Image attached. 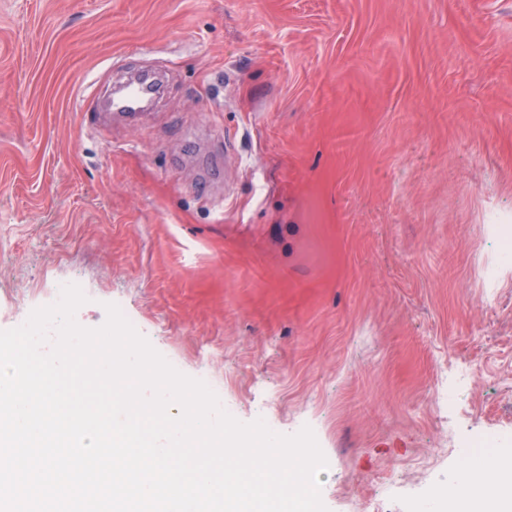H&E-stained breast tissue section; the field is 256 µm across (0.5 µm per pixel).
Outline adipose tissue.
Here are the masks:
<instances>
[{"mask_svg":"<svg viewBox=\"0 0 512 512\" xmlns=\"http://www.w3.org/2000/svg\"><path fill=\"white\" fill-rule=\"evenodd\" d=\"M443 497L451 512H512V451L463 456Z\"/></svg>","mask_w":512,"mask_h":512,"instance_id":"ef3b65f1","label":"adipose tissue"}]
</instances>
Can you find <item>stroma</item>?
Here are the masks:
<instances>
[{
	"mask_svg": "<svg viewBox=\"0 0 512 512\" xmlns=\"http://www.w3.org/2000/svg\"><path fill=\"white\" fill-rule=\"evenodd\" d=\"M168 73L135 120L80 105ZM512 0H0V330L79 285L237 420L310 426L328 512L512 448Z\"/></svg>",
	"mask_w": 512,
	"mask_h": 512,
	"instance_id": "1",
	"label": "stroma"
}]
</instances>
